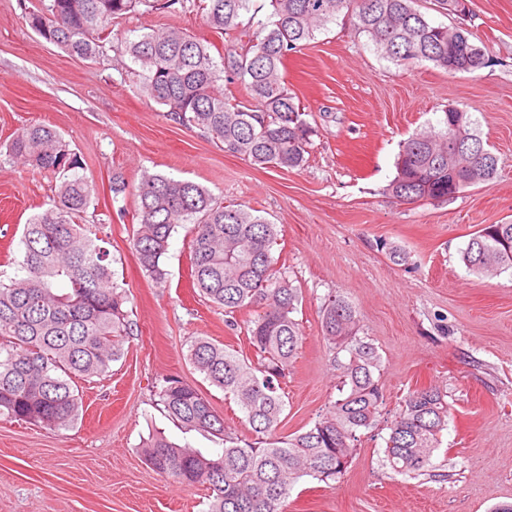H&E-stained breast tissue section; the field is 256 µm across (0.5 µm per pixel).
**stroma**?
Here are the masks:
<instances>
[{
    "instance_id": "1",
    "label": "stroma",
    "mask_w": 512,
    "mask_h": 512,
    "mask_svg": "<svg viewBox=\"0 0 512 512\" xmlns=\"http://www.w3.org/2000/svg\"><path fill=\"white\" fill-rule=\"evenodd\" d=\"M36 3L0 0V150L23 127L42 123L80 156L98 190L86 222L108 236L135 330L111 372L84 384L73 425L0 420V512H205L206 486L158 475L140 452L156 429L207 455L217 448L163 416L155 397L163 378L201 387L226 424L241 427L237 406L205 385L185 354L197 336L238 350L245 337L193 290L185 228L163 259L166 286L145 275L131 243L134 202L112 201L116 173L132 186L146 174L186 179L277 224L273 253L303 296L281 433L306 429L336 395L319 316L328 296L352 303L360 337L380 354L376 427L336 482L301 478L286 512H492L511 503L512 272L471 274L460 251L482 225L512 220V0H470L462 23L491 59L472 73L451 75L429 62L396 66L344 17L318 32L281 70L317 129L299 170L253 166L209 134L167 119L116 66L112 48L85 60L45 42L25 22ZM159 27L226 45L189 12H137L114 31L131 37ZM451 103L471 113L499 156L498 176L445 203H397L385 188L400 142L437 125ZM54 185L51 173L0 153V280L17 275L23 226L49 206ZM388 243L405 249L408 262L392 263ZM429 386L447 393L448 428L428 474L412 478L386 466L385 440L405 396Z\"/></svg>"
}]
</instances>
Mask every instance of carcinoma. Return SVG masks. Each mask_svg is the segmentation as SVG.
Here are the masks:
<instances>
[{"label": "carcinoma", "mask_w": 512, "mask_h": 512, "mask_svg": "<svg viewBox=\"0 0 512 512\" xmlns=\"http://www.w3.org/2000/svg\"><path fill=\"white\" fill-rule=\"evenodd\" d=\"M201 15L211 32H238L225 54L214 44L175 28L152 29L120 42L140 91L164 107L170 120L220 141L224 152L264 168L304 167L315 128L284 81L280 66L315 39V33L349 16L382 57L400 67L431 62L450 74L475 72L490 63L470 30L436 24L415 0H39L26 13L29 26L70 55L92 59L113 43V26L139 6ZM268 8L258 33L242 17ZM237 92H224V84ZM443 129L404 140L396 175L386 192L401 204L448 201L458 192L493 179L500 158L483 141L465 109L448 106ZM466 142L467 158L448 164V133ZM8 155L38 171L58 175L53 204L24 224L21 275L0 284V417L65 429L80 415L78 381L104 376L124 355L133 322L128 297L114 282L110 251L91 237L84 216L95 195L93 178L53 128H22ZM112 201L134 196L138 224L132 245L143 271L167 283L163 267L176 228L190 225L194 279L200 293L224 311V323L243 328L251 360L229 345L197 336L187 359L210 385L220 388L242 414L245 431L224 417L196 387L173 377L157 387L166 416L189 431L220 439L224 448L206 456L170 442L162 433L141 447L157 473L209 490L205 512H284L303 476L336 480L357 454L358 433L377 425L384 404L381 356L362 340L353 306L329 296L320 310L323 339L344 358L335 399L302 432H279L286 408L282 380L299 345L294 314L299 288L277 267L272 249L277 225L241 204H226L204 187L148 174L134 188L113 175ZM468 271L494 277L512 269V223L485 224L461 251ZM254 316H238L253 308ZM450 407L437 387L416 389L404 399L389 427L386 464L396 473L421 476L431 465L448 426Z\"/></svg>", "instance_id": "cac0c4a2"}]
</instances>
